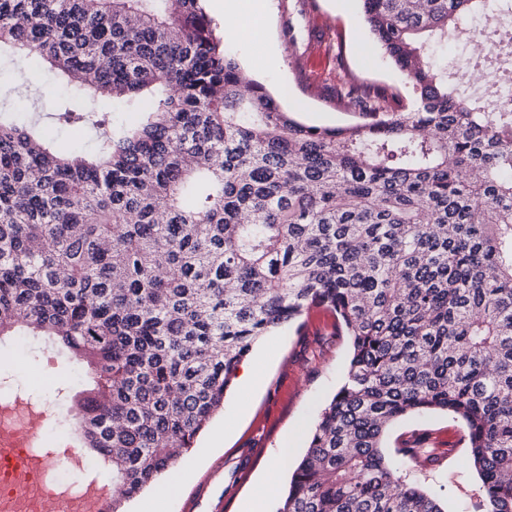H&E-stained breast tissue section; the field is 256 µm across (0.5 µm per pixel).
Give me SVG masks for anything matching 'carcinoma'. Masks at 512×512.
Masks as SVG:
<instances>
[{"label":"carcinoma","mask_w":512,"mask_h":512,"mask_svg":"<svg viewBox=\"0 0 512 512\" xmlns=\"http://www.w3.org/2000/svg\"><path fill=\"white\" fill-rule=\"evenodd\" d=\"M411 85L352 82L361 122L310 126L240 89L204 0H0V54L50 64L62 156L0 119V336L24 332L96 374L69 414L112 470L111 512L173 469L224 409L241 360L319 308L350 336L277 512H446L383 452L395 420L466 428L481 512H512V110L458 94L432 41L487 43V0H362ZM120 99L143 114L105 124Z\"/></svg>","instance_id":"obj_1"}]
</instances>
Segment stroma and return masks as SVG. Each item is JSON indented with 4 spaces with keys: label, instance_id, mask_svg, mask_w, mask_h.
Segmentation results:
<instances>
[{
    "label": "stroma",
    "instance_id": "35a3bbf8",
    "mask_svg": "<svg viewBox=\"0 0 512 512\" xmlns=\"http://www.w3.org/2000/svg\"><path fill=\"white\" fill-rule=\"evenodd\" d=\"M268 2L269 15L261 24H234L240 0H223L219 10L209 2L205 9L220 22L224 48L240 66H248L257 55L274 57V66L258 72L256 79L298 121L322 127L359 122L358 113L336 100L340 67L360 86L396 91L403 101L412 100L413 91L404 76L373 46L363 23L361 0ZM289 24L297 37L293 44L283 36ZM31 73L45 81L52 78L35 58L21 69L8 62L0 66V106L16 120L37 122L58 150L91 152L96 146L94 130L64 126L55 119L65 90L48 98L33 91L21 95ZM333 323L328 314L314 310L262 338L246 357L260 366L259 385L246 388L233 382L224 396L223 412L172 470L182 480L179 493L159 502L151 490H144L128 502L127 512H250L271 453L284 439L293 451L278 483L280 490H287L320 409L347 375L349 339L336 332ZM92 386L91 369L68 352L27 337L0 338V398L26 393L45 412L48 448L71 449L81 460L80 470L66 477L55 474V481L78 484L93 478L106 484L112 476L97 456L80 447L64 423L75 395ZM419 434L451 439L458 447L452 456L423 469L398 451L400 442ZM463 434L460 420L428 412L395 422L384 453L400 474L438 498L446 512H480L478 479L467 462Z\"/></svg>",
    "mask_w": 512,
    "mask_h": 512
}]
</instances>
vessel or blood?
Wrapping results in <instances>:
<instances>
[{
  "label": "vessel or blood",
  "instance_id": "b4317fda",
  "mask_svg": "<svg viewBox=\"0 0 512 512\" xmlns=\"http://www.w3.org/2000/svg\"><path fill=\"white\" fill-rule=\"evenodd\" d=\"M39 423L23 396L0 403V512H88L90 503L109 501L106 486L90 484L69 497L44 481L49 461L34 450Z\"/></svg>",
  "mask_w": 512,
  "mask_h": 512
}]
</instances>
